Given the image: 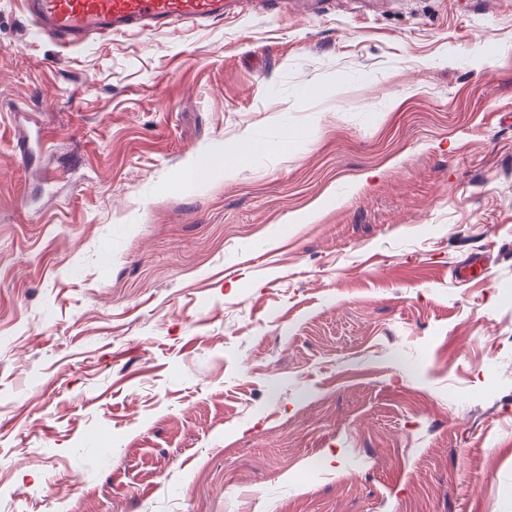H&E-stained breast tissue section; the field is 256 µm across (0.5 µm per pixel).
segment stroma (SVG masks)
I'll return each mask as SVG.
<instances>
[{
    "instance_id": "stroma-1",
    "label": "stroma",
    "mask_w": 512,
    "mask_h": 512,
    "mask_svg": "<svg viewBox=\"0 0 512 512\" xmlns=\"http://www.w3.org/2000/svg\"><path fill=\"white\" fill-rule=\"evenodd\" d=\"M0 512H512V0H0ZM39 33L66 47L88 44L129 30L160 31L179 24L205 26L236 13L288 12V0H22Z\"/></svg>"
}]
</instances>
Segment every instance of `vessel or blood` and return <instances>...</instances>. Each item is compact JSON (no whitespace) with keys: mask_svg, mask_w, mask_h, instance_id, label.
Listing matches in <instances>:
<instances>
[{"mask_svg":"<svg viewBox=\"0 0 512 512\" xmlns=\"http://www.w3.org/2000/svg\"><path fill=\"white\" fill-rule=\"evenodd\" d=\"M39 33L64 46L129 30L160 31L180 24L204 26L241 7L255 12L288 10V0H22Z\"/></svg>","mask_w":512,"mask_h":512,"instance_id":"obj_1","label":"vessel or blood"}]
</instances>
